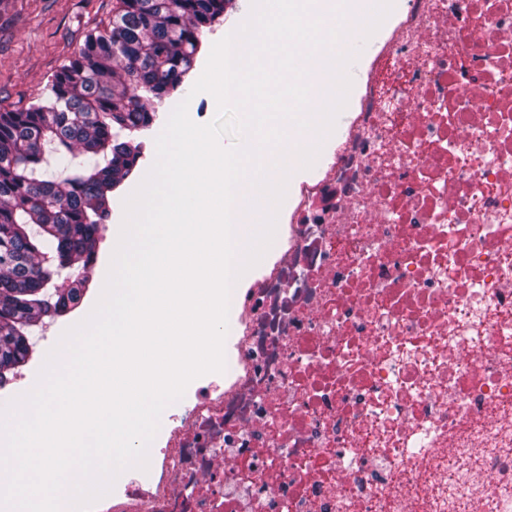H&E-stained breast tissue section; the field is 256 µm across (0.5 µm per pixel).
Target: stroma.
<instances>
[{
	"mask_svg": "<svg viewBox=\"0 0 512 512\" xmlns=\"http://www.w3.org/2000/svg\"><path fill=\"white\" fill-rule=\"evenodd\" d=\"M117 0H0V112L20 111L46 97L57 70L84 45L91 32L104 29ZM179 97L165 100L149 130L135 134L142 155L132 175L118 189L112 215L101 225L96 262L64 270L67 279H84L88 291L65 316H44L30 329L32 362L43 363L63 332L82 321L98 301L124 218V199L141 183L156 158L155 139L163 131Z\"/></svg>",
	"mask_w": 512,
	"mask_h": 512,
	"instance_id": "obj_1",
	"label": "stroma"
}]
</instances>
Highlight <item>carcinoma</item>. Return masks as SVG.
I'll use <instances>...</instances> for the list:
<instances>
[{
	"label": "carcinoma",
	"instance_id": "carcinoma-1",
	"mask_svg": "<svg viewBox=\"0 0 512 512\" xmlns=\"http://www.w3.org/2000/svg\"><path fill=\"white\" fill-rule=\"evenodd\" d=\"M226 0H119L112 23L56 72L51 94L0 113V385L29 354L28 329L68 311L79 289L47 285L97 258L112 190L136 168L139 145L183 85L201 33L224 22Z\"/></svg>",
	"mask_w": 512,
	"mask_h": 512
}]
</instances>
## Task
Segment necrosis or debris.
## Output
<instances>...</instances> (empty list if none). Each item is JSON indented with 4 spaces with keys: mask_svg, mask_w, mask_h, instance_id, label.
Listing matches in <instances>:
<instances>
[{
    "mask_svg": "<svg viewBox=\"0 0 512 512\" xmlns=\"http://www.w3.org/2000/svg\"><path fill=\"white\" fill-rule=\"evenodd\" d=\"M347 103L226 375L92 512H512V0H408Z\"/></svg>",
    "mask_w": 512,
    "mask_h": 512,
    "instance_id": "obj_1",
    "label": "necrosis or debris"
}]
</instances>
